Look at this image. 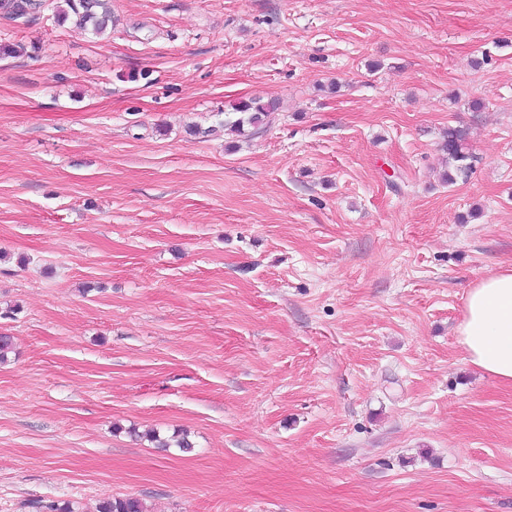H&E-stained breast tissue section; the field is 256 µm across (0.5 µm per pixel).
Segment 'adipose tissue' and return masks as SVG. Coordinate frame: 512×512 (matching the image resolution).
<instances>
[{"instance_id":"obj_1","label":"adipose tissue","mask_w":512,"mask_h":512,"mask_svg":"<svg viewBox=\"0 0 512 512\" xmlns=\"http://www.w3.org/2000/svg\"><path fill=\"white\" fill-rule=\"evenodd\" d=\"M459 336L473 365L512 384V268L500 269L470 289Z\"/></svg>"}]
</instances>
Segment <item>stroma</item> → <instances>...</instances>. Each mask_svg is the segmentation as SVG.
Masks as SVG:
<instances>
[{"mask_svg": "<svg viewBox=\"0 0 512 512\" xmlns=\"http://www.w3.org/2000/svg\"><path fill=\"white\" fill-rule=\"evenodd\" d=\"M66 8L0 7V512H512V0ZM80 29H87L96 35L104 34L109 24L112 26L110 0H67ZM278 108L279 103L276 99H267L266 101L258 99L242 102L234 108L235 112L241 114V116L224 125L230 128L231 131L241 133L245 123L253 127L263 125L272 113L278 111ZM443 138L442 149L448 155V164H452L456 171L464 173L467 167L463 162L468 158L464 136L460 130L450 127ZM459 336L473 365L512 384V268L500 269L470 289ZM144 503L135 497H107L99 501L96 512H146Z\"/></svg>", "mask_w": 512, "mask_h": 512, "instance_id": "1", "label": "stroma"}]
</instances>
